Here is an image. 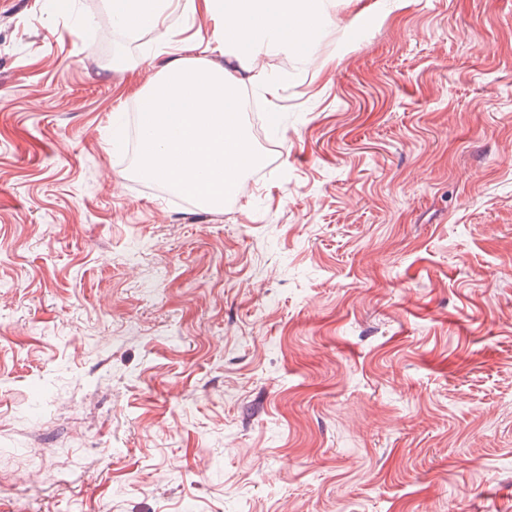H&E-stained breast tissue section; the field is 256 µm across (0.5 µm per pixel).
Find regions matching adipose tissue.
Returning <instances> with one entry per match:
<instances>
[{
  "label": "adipose tissue",
  "instance_id": "obj_1",
  "mask_svg": "<svg viewBox=\"0 0 512 512\" xmlns=\"http://www.w3.org/2000/svg\"><path fill=\"white\" fill-rule=\"evenodd\" d=\"M116 28L134 21L154 32L158 54L174 49L179 18L195 13V0H106ZM212 23L197 36L193 61L169 59L144 94L137 174L174 191L220 207L225 193L244 190V172L259 160L245 133L238 95L241 84L273 93L261 60L281 47L306 61L317 34L336 14V0H204ZM220 54L233 69L210 59Z\"/></svg>",
  "mask_w": 512,
  "mask_h": 512
}]
</instances>
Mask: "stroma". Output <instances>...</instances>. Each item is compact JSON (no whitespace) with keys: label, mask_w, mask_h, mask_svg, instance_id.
I'll return each instance as SVG.
<instances>
[{"label":"stroma","mask_w":512,"mask_h":512,"mask_svg":"<svg viewBox=\"0 0 512 512\" xmlns=\"http://www.w3.org/2000/svg\"><path fill=\"white\" fill-rule=\"evenodd\" d=\"M108 16L0 0V512H512V0H337L220 211Z\"/></svg>","instance_id":"35a3bbf8"}]
</instances>
